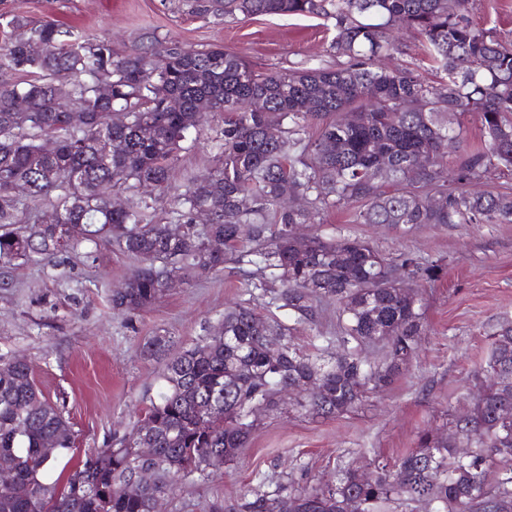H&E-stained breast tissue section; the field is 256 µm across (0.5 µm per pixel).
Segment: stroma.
Instances as JSON below:
<instances>
[{
	"mask_svg": "<svg viewBox=\"0 0 512 512\" xmlns=\"http://www.w3.org/2000/svg\"><path fill=\"white\" fill-rule=\"evenodd\" d=\"M0 15L108 36L121 52L154 36L198 49L218 45L268 71L336 62L333 24L315 17L224 19L192 13L187 0H0ZM470 17L512 43V0H473ZM399 43L385 65L408 66L436 80L421 37L405 30ZM223 126V113L208 114L195 148L173 164L174 185L212 165ZM301 230L325 238L356 236L387 253L441 261L440 278L423 287L426 332L418 354L408 371L356 412L315 417L281 400L258 416L233 464L170 486L163 512H239L256 475L295 487L330 483L338 465L364 466L375 458L391 463L415 448L421 432L449 434L452 415L469 407L473 374L488 357L493 332L512 320V224L388 228L353 223L351 209L333 207ZM137 265L117 247L103 245L89 258L63 253L52 265L22 263L0 272V357L31 361L38 387L49 397L65 396L77 434L73 452L61 462L66 471L142 418L162 384L168 356H148L147 340L165 337L168 354L177 353L212 335L225 308L242 298V279L233 267L216 275L185 269L176 288L130 317L113 310L111 297ZM250 305L289 326L292 343L306 350L315 334L336 332L331 302L320 303L313 326L269 307L264 297L251 298Z\"/></svg>",
	"mask_w": 512,
	"mask_h": 512,
	"instance_id": "1",
	"label": "stroma"
}]
</instances>
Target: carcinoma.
<instances>
[{
  "label": "carcinoma",
  "mask_w": 512,
  "mask_h": 512,
  "mask_svg": "<svg viewBox=\"0 0 512 512\" xmlns=\"http://www.w3.org/2000/svg\"><path fill=\"white\" fill-rule=\"evenodd\" d=\"M199 14L304 16L334 20L336 64L259 73L220 47L151 42L120 53L106 38L56 22H5L0 72H27L28 82L0 81V268L50 263L84 243L115 244L140 266L112 294V308L135 315L166 292V280L189 264L202 274L234 262L245 294L268 298L298 322L315 323L317 304L336 302V335L315 348H336L319 363L285 341L286 328L243 299L224 310L221 328L183 348L166 365L144 417L113 444L88 455L52 484L43 475L75 446L65 400L45 396L28 361L0 357V456L17 460L25 498L0 487V512H151L166 484L136 496L122 486L138 467L171 480L208 477L217 450L229 464L255 428L256 414L282 391L316 381L318 396L298 395L312 415H343L389 386L412 362L424 333L423 297L415 287L441 266L410 252L389 256L340 235L305 237L306 224L328 208L361 204L358 224H511L512 190L473 187L512 173V48L474 24L469 0H193ZM420 35L438 84L380 58L398 50L392 30ZM27 101L19 112L17 99ZM206 101L224 113L214 167L173 194L174 236L149 219L155 196L172 190V162L196 141ZM122 109L126 121L111 124ZM475 113L487 146L453 170L442 156L463 133L450 118ZM278 129L275 140L267 127ZM316 128L311 135L308 129ZM59 143L43 152V140ZM127 195L123 209L101 183ZM298 196L306 207L287 209ZM52 203L56 224L37 223ZM206 208L211 223L196 229ZM381 342L384 359L362 348ZM479 393L452 418L465 430L447 438L423 432L417 448L367 470L341 464L336 482L288 489L260 475L243 512H386L397 504L468 512L474 500L512 503V323H501L485 365L473 374ZM155 458L140 460L142 439ZM465 448L462 455L458 449ZM499 462L494 478L489 464Z\"/></svg>",
  "instance_id": "cac0c4a2"
}]
</instances>
